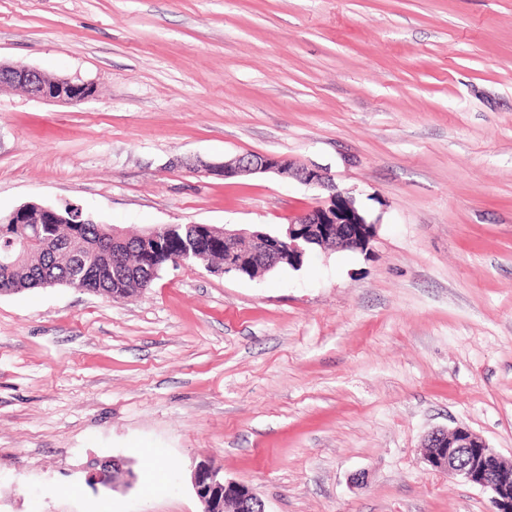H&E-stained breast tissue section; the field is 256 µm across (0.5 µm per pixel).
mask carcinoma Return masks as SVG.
Returning <instances> with one entry per match:
<instances>
[{
	"label": "carcinoma",
	"mask_w": 512,
	"mask_h": 512,
	"mask_svg": "<svg viewBox=\"0 0 512 512\" xmlns=\"http://www.w3.org/2000/svg\"><path fill=\"white\" fill-rule=\"evenodd\" d=\"M63 218L52 217L40 224H9L0 217V283L10 284L18 293L25 289L39 288L47 279L68 281L85 264L100 267L122 268V276L102 287L110 295L118 290L125 296L142 291L145 281L151 278V268L163 269L172 259L192 249L195 236L210 237L218 247L202 258L206 264L219 267L224 263V242L220 229L200 227L197 235L189 233L185 224H168L150 244L156 260L144 258L145 245L139 235H126L114 241L109 236L112 227L104 224H75ZM31 238L34 243L27 249L19 247V240Z\"/></svg>",
	"instance_id": "carcinoma-1"
}]
</instances>
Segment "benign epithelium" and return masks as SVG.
<instances>
[{"instance_id": "obj_1", "label": "benign epithelium", "mask_w": 512, "mask_h": 512, "mask_svg": "<svg viewBox=\"0 0 512 512\" xmlns=\"http://www.w3.org/2000/svg\"><path fill=\"white\" fill-rule=\"evenodd\" d=\"M14 88L38 100L64 104L93 96V85L89 83L49 76L23 63L0 62V91ZM197 169L224 180L252 174H291L326 194L318 204L291 216L283 234L253 228L224 229V268L220 269L224 274L246 276L253 272L256 259L274 264L282 246L288 250V260L296 262L303 260L314 243L328 245L332 251L363 250L376 236L377 223L367 220L353 198L339 188L325 168L300 166L285 155L247 153L227 156L222 161H199ZM33 210L43 215L53 214L51 207L30 202L13 210L10 219L27 224ZM242 241L249 245L246 253L239 250ZM421 458L431 471L489 491L495 512H512V462H506L469 426L459 424L450 430L429 432L421 442ZM123 473L121 461L100 459L90 468L86 481L94 487L111 488L115 477ZM192 486L197 498L205 504V512H249L254 504L255 512H266L264 501L251 488L224 479L221 469L212 462L204 460L194 467Z\"/></svg>"}]
</instances>
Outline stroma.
Returning <instances> with one entry per match:
<instances>
[{"instance_id": "35a3bbf8", "label": "stroma", "mask_w": 512, "mask_h": 512, "mask_svg": "<svg viewBox=\"0 0 512 512\" xmlns=\"http://www.w3.org/2000/svg\"><path fill=\"white\" fill-rule=\"evenodd\" d=\"M0 60L96 89L0 92L2 215L276 232L316 189L189 167L275 153L378 223L254 279L0 296V512H203L206 459L267 512H493L419 447L465 424L512 460V0H0ZM110 456L132 487L86 484Z\"/></svg>"}]
</instances>
